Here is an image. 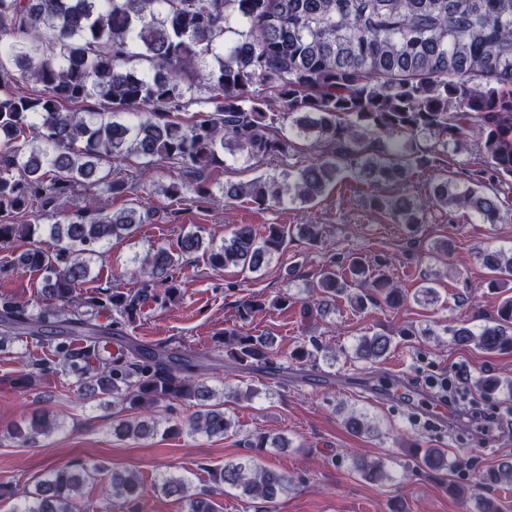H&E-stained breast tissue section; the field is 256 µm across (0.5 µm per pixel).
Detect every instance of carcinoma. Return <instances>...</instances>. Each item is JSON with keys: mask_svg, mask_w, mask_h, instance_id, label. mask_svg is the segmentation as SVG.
<instances>
[{"mask_svg": "<svg viewBox=\"0 0 512 512\" xmlns=\"http://www.w3.org/2000/svg\"><path fill=\"white\" fill-rule=\"evenodd\" d=\"M43 86L34 96L12 91L16 76ZM79 104L71 109L67 104ZM198 107L189 123L174 113ZM308 157L214 192L207 171L240 160H284L296 141ZM469 154L452 178L436 177L421 192L411 178L437 169L444 158ZM130 155L176 161L183 179L162 186L166 199L187 193L199 206L216 194L259 207L314 205L348 176L385 189L368 197L371 210L415 232L428 211L446 209L483 224H512V0H0V244L30 238V224H12L20 211L66 212L47 225L14 262L41 275L46 299L33 304L0 297V342L46 341L51 357L22 374L31 386L59 364L82 390H98L133 409L178 401L194 408L170 419L123 418L121 436L177 431L222 437L232 428L224 403L201 377L207 366L167 346L129 340L106 356L110 339L140 317L157 289L180 293L176 273L202 239L181 236L177 248L158 247L128 270L149 280L126 291L84 286L91 263L114 238H126L157 211L137 203L118 211L74 208L76 190L90 185L104 196L128 193L112 176V163ZM173 216L169 211L159 217ZM318 224H278L259 236L240 224L210 250L217 269L257 273L295 235L321 242ZM493 288L512 283V248L481 255ZM374 264L350 256L325 268L316 283L318 308L345 298L358 307L381 299L391 307L404 291ZM106 315L109 323L98 319ZM460 346L487 352L512 350V295L497 318L474 330L452 331ZM386 335L364 336L354 358L389 354ZM229 357L245 370L277 369L273 338L242 329L224 331ZM58 425L44 415L12 435L31 447ZM421 463L433 471L451 464L440 448ZM209 484L191 486L164 475L152 488L186 500V512H217L214 496L231 486L251 499L274 502L289 478L253 459L209 470ZM101 483V506L134 512L144 481L83 461L50 468L35 489L0 488L18 500L14 512H89L82 485ZM512 481V467L492 471L467 487L473 496L489 484Z\"/></svg>", "mask_w": 512, "mask_h": 512, "instance_id": "obj_1", "label": "carcinoma"}]
</instances>
